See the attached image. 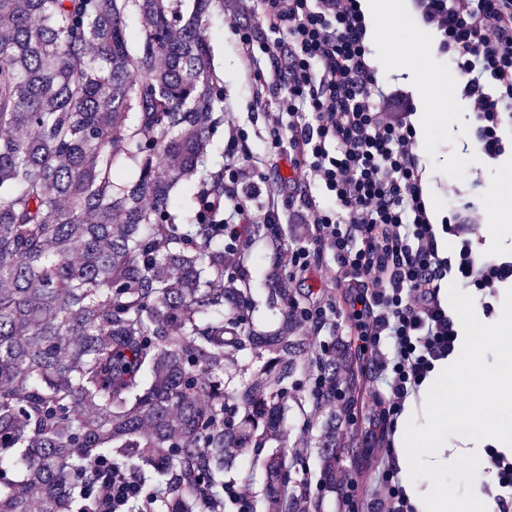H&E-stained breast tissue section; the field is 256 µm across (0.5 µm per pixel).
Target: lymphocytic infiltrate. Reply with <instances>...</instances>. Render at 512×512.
<instances>
[{"label": "lymphocytic infiltrate", "instance_id": "1", "mask_svg": "<svg viewBox=\"0 0 512 512\" xmlns=\"http://www.w3.org/2000/svg\"><path fill=\"white\" fill-rule=\"evenodd\" d=\"M257 26L229 22L243 62L276 90L267 112L271 139L264 158L287 155L303 175L298 204L255 206L269 178L250 154L247 132L224 131V276L243 266L240 246L255 224L273 234L291 228L277 284L295 298L297 322L319 343L322 363L345 314L364 375L379 385L373 420L381 466L371 498L356 480L338 484L340 512H413L390 463L399 415L435 361L453 354L458 331L440 298L447 274L482 293L512 283V261L484 259L471 236L477 206L457 202L441 224L427 207L425 168L416 151L414 103L401 88L384 87L371 62L360 0H250ZM439 37L464 81L475 146L487 158L504 149L512 127V0H412ZM459 241L455 260L440 259L437 232ZM332 272L342 297L300 296L313 262ZM86 512H132L144 496L110 457Z\"/></svg>", "mask_w": 512, "mask_h": 512}]
</instances>
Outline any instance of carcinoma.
I'll use <instances>...</instances> for the list:
<instances>
[{
  "instance_id": "obj_1",
  "label": "carcinoma",
  "mask_w": 512,
  "mask_h": 512,
  "mask_svg": "<svg viewBox=\"0 0 512 512\" xmlns=\"http://www.w3.org/2000/svg\"><path fill=\"white\" fill-rule=\"evenodd\" d=\"M222 0H0V512H66L101 454L168 489L162 512H202L233 449L282 438L291 406L336 494L352 403L288 396L313 337L288 293L274 332L242 323L249 267L222 288L224 90L204 24ZM144 21L135 33L126 18ZM203 181L172 197L181 181ZM248 376L230 389L229 371Z\"/></svg>"
}]
</instances>
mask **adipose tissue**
<instances>
[{"instance_id": "obj_1", "label": "adipose tissue", "mask_w": 512, "mask_h": 512, "mask_svg": "<svg viewBox=\"0 0 512 512\" xmlns=\"http://www.w3.org/2000/svg\"><path fill=\"white\" fill-rule=\"evenodd\" d=\"M370 39L388 43L382 60L385 70L405 72V62L392 42L397 29L415 24L409 0H361ZM458 80L443 78L435 85H420L418 110L412 118L419 146L456 121L448 110V97ZM482 232L495 239H512V177L503 176L485 208ZM442 299L466 323L453 356L436 361L433 370L410 397L394 434L392 463L397 469L414 512H490L491 499L482 481H471L466 491L448 485V469L457 461L448 451L449 438L469 445L472 458L485 455V445L512 452V368L501 367L491 378L477 367L486 349L512 354V296L504 297L496 318L487 326L470 324L475 308L453 288L443 289ZM492 397L493 411H485V397Z\"/></svg>"}]
</instances>
